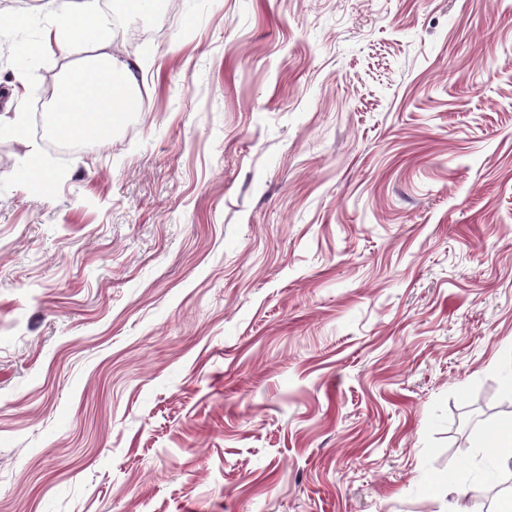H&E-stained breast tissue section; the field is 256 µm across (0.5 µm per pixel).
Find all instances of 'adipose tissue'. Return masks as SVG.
<instances>
[{
    "mask_svg": "<svg viewBox=\"0 0 512 512\" xmlns=\"http://www.w3.org/2000/svg\"><path fill=\"white\" fill-rule=\"evenodd\" d=\"M104 21L101 0H64L54 10L41 42L49 48L65 44L76 50L84 38L97 34ZM135 70V63L114 58L109 43L97 45L94 55L60 81L51 132L67 127L84 138H105L114 124L139 105L133 94L138 83Z\"/></svg>",
    "mask_w": 512,
    "mask_h": 512,
    "instance_id": "adipose-tissue-1",
    "label": "adipose tissue"
}]
</instances>
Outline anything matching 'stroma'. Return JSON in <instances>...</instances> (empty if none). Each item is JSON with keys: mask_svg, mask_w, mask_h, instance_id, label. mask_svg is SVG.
Returning a JSON list of instances; mask_svg holds the SVG:
<instances>
[{"mask_svg": "<svg viewBox=\"0 0 512 512\" xmlns=\"http://www.w3.org/2000/svg\"><path fill=\"white\" fill-rule=\"evenodd\" d=\"M50 21L0 0V512H498L512 0H160L76 147Z\"/></svg>", "mask_w": 512, "mask_h": 512, "instance_id": "1", "label": "stroma"}]
</instances>
